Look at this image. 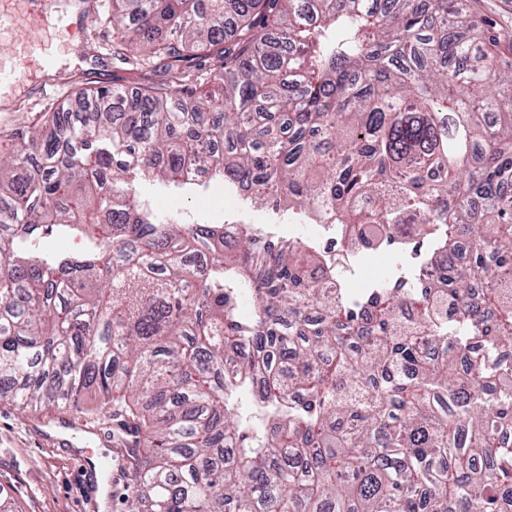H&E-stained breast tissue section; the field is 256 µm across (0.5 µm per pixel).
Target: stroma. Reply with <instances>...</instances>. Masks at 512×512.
Here are the masks:
<instances>
[{
    "instance_id": "35a3bbf8",
    "label": "stroma",
    "mask_w": 512,
    "mask_h": 512,
    "mask_svg": "<svg viewBox=\"0 0 512 512\" xmlns=\"http://www.w3.org/2000/svg\"><path fill=\"white\" fill-rule=\"evenodd\" d=\"M33 36L25 45V90L0 97V144L8 143L18 130L39 124L75 91L139 84L144 72L112 55V27L89 19L82 35H74L42 18L29 22ZM140 193L162 203L163 214L191 213L199 221L248 224L287 239L302 238L319 244L334 238L331 224H301L285 212L258 209L244 197L231 194L222 185L206 193L175 194L160 184H140ZM415 261L411 253H390L381 268L371 269L364 256H352L336 271L343 288H361L369 279L386 282L411 277ZM30 420L13 406L0 404V493L7 495L16 512H127L129 484H118L113 495L98 493L96 510L87 506L88 492L78 469V455L90 452L114 458L112 448L93 438L72 448L40 444L29 429Z\"/></svg>"
}]
</instances>
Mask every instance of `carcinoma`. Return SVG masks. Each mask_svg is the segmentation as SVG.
<instances>
[{
  "label": "carcinoma",
  "instance_id": "1",
  "mask_svg": "<svg viewBox=\"0 0 512 512\" xmlns=\"http://www.w3.org/2000/svg\"><path fill=\"white\" fill-rule=\"evenodd\" d=\"M112 25L158 78L78 91L0 153V403L124 406L128 512H512L490 22L465 0H112ZM154 180L335 224L346 255L433 235L436 274L350 300L313 242L164 218Z\"/></svg>",
  "mask_w": 512,
  "mask_h": 512
}]
</instances>
